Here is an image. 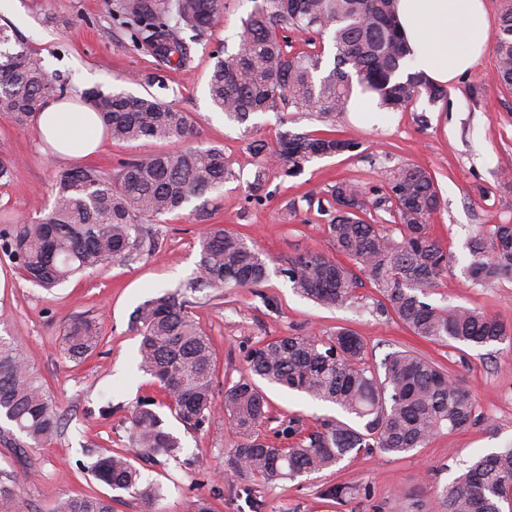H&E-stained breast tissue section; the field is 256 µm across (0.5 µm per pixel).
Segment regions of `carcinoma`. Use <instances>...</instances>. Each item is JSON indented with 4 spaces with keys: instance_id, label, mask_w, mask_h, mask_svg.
I'll list each match as a JSON object with an SVG mask.
<instances>
[{
    "instance_id": "1",
    "label": "carcinoma",
    "mask_w": 512,
    "mask_h": 512,
    "mask_svg": "<svg viewBox=\"0 0 512 512\" xmlns=\"http://www.w3.org/2000/svg\"><path fill=\"white\" fill-rule=\"evenodd\" d=\"M112 19L138 50L159 67L191 61L192 45L204 39L222 0H106ZM310 35L308 49L290 50L287 32ZM329 35L333 63L313 36ZM237 49L217 52L209 77L213 104L239 124L259 112H274L282 124L288 112L311 114L328 124L350 100L353 83L379 97V107L399 110L425 96L435 102L445 90L411 71L394 16V0H260L241 20ZM496 82L512 88V8L494 35ZM61 87L41 60L8 26H0V114L18 124L35 118L43 102ZM115 141L151 138L179 141V149L137 158L106 175L86 166L55 176L49 212L36 222L19 223L0 235L26 280L50 290L88 270L133 261L156 252L145 223L182 210L236 178L217 146L192 145V121L156 96H133L101 89L86 92ZM361 143L331 135L283 131L271 151L287 176H297L318 157L360 149ZM382 184L371 197L362 188L339 183L331 190L335 212L327 224L336 254L323 252L288 262L281 273L301 296L327 308L355 299L360 276L376 286L380 312L389 311L415 336L442 346H487L512 340V325L482 311L445 308L426 301L448 272L449 255L431 233L430 219L440 207L432 176L410 165L384 168ZM383 209L393 224H371L365 216ZM200 260L187 288L252 287L269 268L247 237L211 224L201 239ZM470 279L488 284L512 275V224H495L469 244ZM141 336L138 368L159 384L168 409L185 428L202 431L216 408L215 360L209 336L188 312L182 289L146 300L133 312ZM65 354L83 362L100 343L94 322L77 319L64 334ZM249 374L224 392V412L240 436L229 450L236 477L295 478L337 465L348 455L374 449L400 455L425 447L442 428L450 431L491 421L476 415L470 393L430 360L394 351L382 370L366 362V345L341 328L328 338L292 334L260 342L247 355ZM330 403L342 416L307 428L299 417L280 422L274 437L290 441L279 448L261 429L274 421L257 381ZM152 399L132 412L133 453H100L89 466L93 476L115 491L135 492L156 502L157 485L140 486L134 461L163 453L178 458L177 437L164 428ZM0 416L25 439L28 448L52 444L61 433L63 414L47 394L17 337L0 334ZM512 496V448L477 456L438 492L433 512H502ZM55 512H113L112 500L68 497Z\"/></svg>"
}]
</instances>
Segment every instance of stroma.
<instances>
[{"label": "stroma", "mask_w": 512, "mask_h": 512, "mask_svg": "<svg viewBox=\"0 0 512 512\" xmlns=\"http://www.w3.org/2000/svg\"><path fill=\"white\" fill-rule=\"evenodd\" d=\"M254 0H223L219 18L196 45L190 62L167 71L159 99L193 119V144L224 147L236 173L209 196L207 217L191 208L152 221L158 240L153 256L115 264L44 290L23 277L9 256L0 252V317L17 336L51 398L64 412L62 435L46 448H18L0 439V481L13 494L0 498V512H52L56 498L112 497L114 512H186L188 500L204 497L213 512H251L225 478L229 448L238 440L223 411H216L208 430L189 431L167 409L158 413L166 429L179 438L180 460L164 456L141 463L145 480L163 488L151 503L128 493H112L88 470L95 451L131 448L129 417L140 400L158 397L150 376L138 368L140 337L130 325L133 311L145 300L175 289L193 278L200 259L199 240L210 224L253 238L268 260L265 282L247 288H200L188 292L189 310L209 336L216 357L215 396L223 398L230 382L247 371L245 354L258 341L276 336H329L346 327L367 347L370 364L412 349L442 364L449 377L469 390L479 414L494 422L497 435L483 424L456 431L440 430L426 447L402 455L378 451L347 458L337 466L295 479H249L259 512H425L435 491L455 478L464 461L512 445V344L484 347L440 346L410 333L394 315L376 309L371 281L358 288L355 304L326 308L297 295L282 269L300 255L331 250L326 226L330 216L318 207L331 198L339 182L369 189L377 186L379 163L409 164L429 171L441 208L431 219L432 232L454 261L429 303L476 308L512 323V278L473 286L467 275V245L495 224H512V90L496 83L494 47L469 72L446 88L443 100L421 98L389 111L380 125L353 123L348 112L334 126L300 114L281 125L275 113H256L242 124L228 121L209 96L208 81L217 50H235L241 21ZM0 24L40 58L46 72L66 81L69 89L147 94L142 75L153 71V56L135 49L113 22L104 0H0ZM335 131L360 141L355 152L316 158L301 174L284 176L252 149L260 142L274 147L282 130ZM35 124L16 125L0 116V157L15 162L13 175L0 185V231L23 220L41 218L52 203L57 172L73 168L70 160L43 150ZM167 142L140 139L105 140L89 165L114 172L120 162L170 150ZM260 190H253L254 179ZM78 317L95 319L102 341L86 361L64 354V329ZM275 416H303L307 424L337 416L335 406L303 394L266 386ZM112 404V417L99 410ZM346 483L357 492L340 504L328 488Z\"/></svg>", "instance_id": "stroma-1"}]
</instances>
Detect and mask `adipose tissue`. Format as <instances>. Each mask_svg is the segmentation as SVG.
Masks as SVG:
<instances>
[{
  "label": "adipose tissue",
  "instance_id": "1",
  "mask_svg": "<svg viewBox=\"0 0 512 512\" xmlns=\"http://www.w3.org/2000/svg\"><path fill=\"white\" fill-rule=\"evenodd\" d=\"M395 14L415 70L434 85L454 81L487 48L491 26L484 0H395ZM35 122L56 158L89 156L103 139L100 118L76 92L48 99Z\"/></svg>",
  "mask_w": 512,
  "mask_h": 512
}]
</instances>
